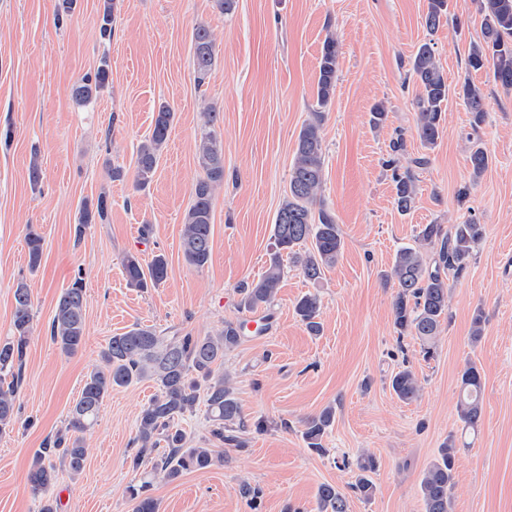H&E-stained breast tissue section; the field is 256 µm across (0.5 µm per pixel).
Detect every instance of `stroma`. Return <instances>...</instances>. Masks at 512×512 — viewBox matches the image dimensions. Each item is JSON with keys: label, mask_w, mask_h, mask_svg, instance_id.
Masks as SVG:
<instances>
[{"label": "stroma", "mask_w": 512, "mask_h": 512, "mask_svg": "<svg viewBox=\"0 0 512 512\" xmlns=\"http://www.w3.org/2000/svg\"><path fill=\"white\" fill-rule=\"evenodd\" d=\"M60 0H0V338L11 331L13 292L27 278L34 301L33 335L22 369L12 430L0 434V512H39L27 473L48 436L65 429L70 408L97 368L109 339L140 323L165 336H207L227 321L246 337L224 355L223 370L247 421L244 445H216L217 463L165 483L150 465L132 470L129 454L153 381L117 388L85 434L79 474L60 470L53 490L59 512H132L130 486L150 481L158 512H318L317 490L348 492L349 512H424L420 480L443 444L459 438L460 373L475 363L483 377V423L459 448L453 512H512V90L489 69L470 70L482 17L455 0L447 25H423L428 0H236L231 13L213 0H114L112 36L99 34L102 0H76L58 25ZM206 24L217 40L204 87L193 73V31ZM340 41L336 91L322 127L325 182L321 200L336 215L345 248L323 279L286 268L274 304L239 311L238 288L265 271L272 224L288 194L295 141L316 110L321 43ZM432 42L448 78L443 131L433 149L416 133V87L406 79L412 55ZM108 81L97 99L78 103L75 84L100 66ZM481 86L486 118L479 132L489 156L471 175V115L458 94L464 80ZM175 119L149 186L135 190L137 148L151 132L160 103ZM388 117L373 128L370 110ZM220 112L224 186L212 200L213 251L203 269L184 260L181 231L203 171L196 142L202 104ZM415 169L414 208L400 213L384 162L395 133ZM123 168L124 180L108 175ZM38 180H31V168ZM112 201L108 220L80 226L100 193ZM476 218L485 236L468 268L450 280L449 316L434 358L416 337H399L389 273L396 251L413 244L424 224ZM35 225L43 257L29 273L24 235ZM155 252L168 277L142 292L127 285L121 259ZM87 289L85 343L72 357L49 338L56 301L75 275ZM321 300L322 332L313 336L294 312L305 294ZM483 332L472 340L475 312ZM411 367L420 398L403 402L391 377ZM333 408L325 454L311 452L303 422ZM377 462L371 499L350 494L362 455ZM260 487L257 502L242 483Z\"/></svg>", "instance_id": "35a3bbf8"}]
</instances>
